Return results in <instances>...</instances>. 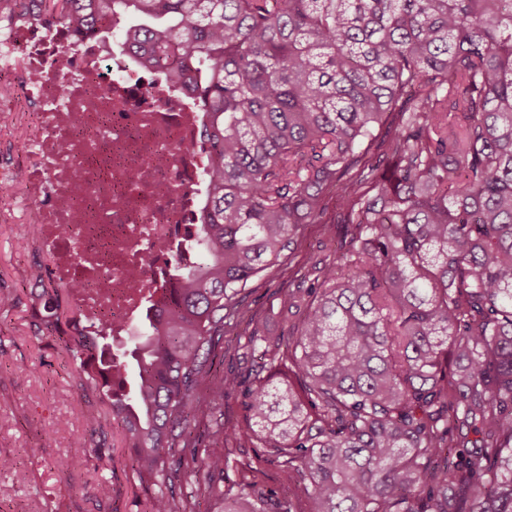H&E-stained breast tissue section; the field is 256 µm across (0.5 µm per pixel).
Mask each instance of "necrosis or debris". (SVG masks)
<instances>
[{"mask_svg": "<svg viewBox=\"0 0 512 512\" xmlns=\"http://www.w3.org/2000/svg\"><path fill=\"white\" fill-rule=\"evenodd\" d=\"M0 112L26 128L13 194L68 288L79 333L130 334L156 288L196 263L207 202L206 114L121 43L29 14H0Z\"/></svg>", "mask_w": 512, "mask_h": 512, "instance_id": "4bbe7bcc", "label": "necrosis or debris"}]
</instances>
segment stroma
<instances>
[{"instance_id": "obj_1", "label": "stroma", "mask_w": 512, "mask_h": 512, "mask_svg": "<svg viewBox=\"0 0 512 512\" xmlns=\"http://www.w3.org/2000/svg\"><path fill=\"white\" fill-rule=\"evenodd\" d=\"M33 234L20 219L0 220V296L11 300L0 307V512H145L150 492L132 475L121 429L108 421L95 429L85 424L79 406L97 403V394L79 387L56 334L41 329L35 316L43 303L30 272L48 259ZM21 236L28 239L22 249L16 246ZM339 241L324 225H305L290 262L262 272L243 292L242 316L225 327L211 355L214 369L239 382L224 394L225 433L241 432L245 425L244 392L256 367L244 354L249 333L257 328L287 338L288 325L279 316L281 296L310 287L309 255L333 253ZM20 363L29 369L22 379L15 374ZM261 454L251 445L232 456L219 491L248 464L258 489H276L293 500L297 512H308L303 487L264 463ZM101 482L110 484L109 497L97 495Z\"/></svg>"}]
</instances>
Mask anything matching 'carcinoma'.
Masks as SVG:
<instances>
[{"label": "carcinoma", "mask_w": 512, "mask_h": 512, "mask_svg": "<svg viewBox=\"0 0 512 512\" xmlns=\"http://www.w3.org/2000/svg\"><path fill=\"white\" fill-rule=\"evenodd\" d=\"M5 2L117 30L208 114L198 262L149 302L135 370L104 335L64 344L153 487L146 512H200L168 458L181 443L224 474L237 385L202 357L300 227L332 223L345 252L280 299L286 349L248 336L243 437L310 512H512V0ZM41 296L61 320L59 289ZM203 406L200 457L175 428ZM220 512L294 506L246 465Z\"/></svg>", "instance_id": "1"}]
</instances>
